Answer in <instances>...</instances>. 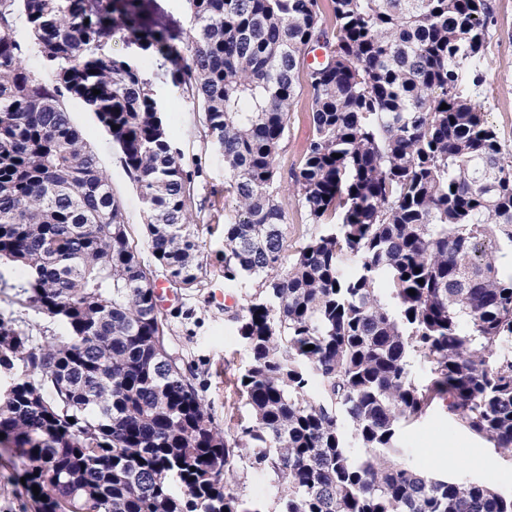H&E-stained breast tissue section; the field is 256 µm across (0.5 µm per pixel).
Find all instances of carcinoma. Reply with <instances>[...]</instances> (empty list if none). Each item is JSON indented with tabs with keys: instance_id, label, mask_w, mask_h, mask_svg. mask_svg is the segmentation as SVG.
<instances>
[{
	"instance_id": "1",
	"label": "carcinoma",
	"mask_w": 512,
	"mask_h": 512,
	"mask_svg": "<svg viewBox=\"0 0 512 512\" xmlns=\"http://www.w3.org/2000/svg\"><path fill=\"white\" fill-rule=\"evenodd\" d=\"M185 2L179 39L139 24L137 0H0V451L34 512H512V495L402 462V429L440 403L512 457V161L481 105L491 0ZM116 38L170 61L224 160V287L252 284L231 315L247 419L219 425L170 353L153 272L64 105L119 147L170 286L201 287L200 168ZM319 42L291 173L310 227L290 258L275 160ZM242 470L271 478L270 500L243 497Z\"/></svg>"
}]
</instances>
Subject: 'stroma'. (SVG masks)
I'll list each match as a JSON object with an SVG mask.
<instances>
[{"label": "stroma", "instance_id": "obj_1", "mask_svg": "<svg viewBox=\"0 0 512 512\" xmlns=\"http://www.w3.org/2000/svg\"><path fill=\"white\" fill-rule=\"evenodd\" d=\"M140 2L147 25L180 37L186 35L189 18L184 0ZM492 7L494 23L489 31L483 110L498 129L505 154L512 155V50L503 48L504 43H512V0H492ZM170 68V63L157 55L147 62L146 74L167 102L166 118L185 151L186 161L199 163L204 170L196 186L194 217L202 229L208 267L203 288L161 303L160 308L167 322L170 352L203 384L205 402L220 423L234 403L227 382L249 359L234 324L224 316L225 296L238 302L244 298L243 292H229L224 287V215L234 207L235 199L225 189L222 158L203 142L202 114L182 105L170 82ZM65 104L72 123L82 131L111 178L113 193L126 211L130 238L141 260L147 267H154L144 229V208L118 149L82 102L69 98ZM310 112L311 96L304 87L288 115V132L276 156L282 179H289L300 164L312 134ZM402 439L407 466L454 481H481L501 493L512 494V458L461 427L446 408H437L422 421L405 427ZM18 475L13 459L0 452V512H33Z\"/></svg>", "mask_w": 512, "mask_h": 512}]
</instances>
